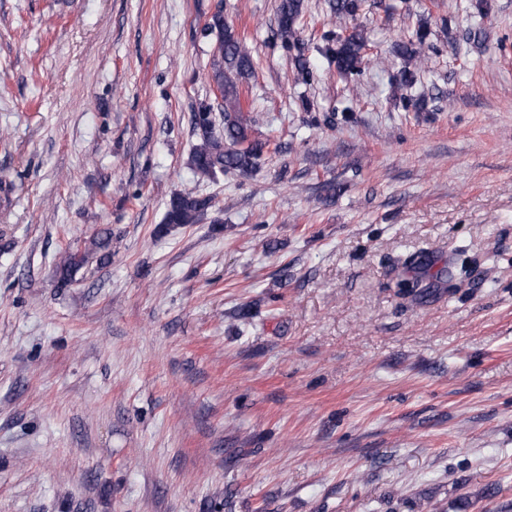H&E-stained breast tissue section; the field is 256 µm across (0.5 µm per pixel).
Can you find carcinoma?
Wrapping results in <instances>:
<instances>
[{"label":"carcinoma","instance_id":"obj_1","mask_svg":"<svg viewBox=\"0 0 512 512\" xmlns=\"http://www.w3.org/2000/svg\"><path fill=\"white\" fill-rule=\"evenodd\" d=\"M328 11L337 20H356L360 0H327ZM304 12V0H277L276 37L283 47L298 48L294 58L296 80L308 84L314 81L315 71L299 47V20ZM207 33L214 36L215 45L209 79L219 90L224 101L222 130L215 131L213 107L200 103L192 112L191 122L200 141L193 148L190 166L201 179L214 180L220 174L237 172L247 174L256 169L266 144L249 138L253 119L239 106L238 84L253 72V60L246 43L220 12L211 15L206 23ZM430 29L423 21L416 32V40L395 44V52L407 61V66L395 79L398 86L409 89L427 61L434 45L428 43ZM317 51L335 66L336 72L351 80L363 73L366 36L360 27L341 37L328 30L321 36ZM214 207L213 198L195 191L178 193L167 206L165 223L184 225L197 223L200 216Z\"/></svg>","mask_w":512,"mask_h":512}]
</instances>
